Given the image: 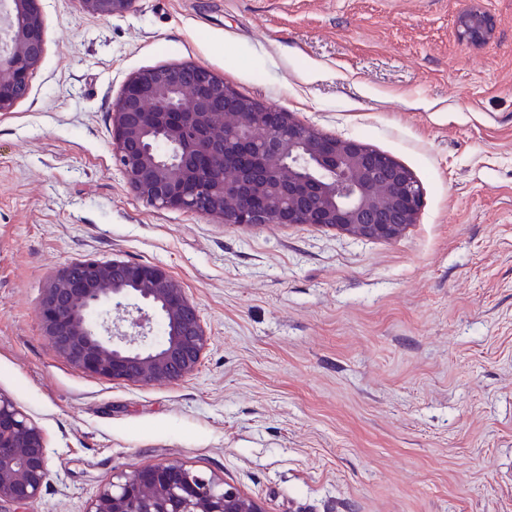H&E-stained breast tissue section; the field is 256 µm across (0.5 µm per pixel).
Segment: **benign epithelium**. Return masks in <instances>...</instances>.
<instances>
[{
    "label": "benign epithelium",
    "mask_w": 512,
    "mask_h": 512,
    "mask_svg": "<svg viewBox=\"0 0 512 512\" xmlns=\"http://www.w3.org/2000/svg\"><path fill=\"white\" fill-rule=\"evenodd\" d=\"M0 8V112L29 94L46 47L38 0ZM107 18L136 0H80ZM473 44L494 35L477 7L456 22ZM112 153L138 198L221 224H310L366 240H393L416 223L423 188L413 173L356 139L327 135L287 110L240 95L203 65L131 75L112 109ZM43 333L79 371L112 382L169 385L192 375L207 349L197 305L161 264L74 262L39 304ZM165 336L153 341V321ZM44 434L0 393V502L36 498L49 477ZM86 512H267L232 485L178 461L116 476Z\"/></svg>",
    "instance_id": "obj_1"
}]
</instances>
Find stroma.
Masks as SVG:
<instances>
[{"label":"stroma","instance_id":"1","mask_svg":"<svg viewBox=\"0 0 512 512\" xmlns=\"http://www.w3.org/2000/svg\"><path fill=\"white\" fill-rule=\"evenodd\" d=\"M486 11L494 37L456 33ZM28 97L0 112V392L43 431L48 482L0 512H85L113 474L181 461L266 512H512V0H42ZM196 63L423 187L374 241L158 209L112 158L124 82ZM163 264L209 346L166 386L112 382L39 327L51 274ZM91 15L107 18L130 11L136 0H80ZM456 30L461 40L473 44L486 43L494 35L491 17L477 7H470L459 14Z\"/></svg>","mask_w":512,"mask_h":512}]
</instances>
